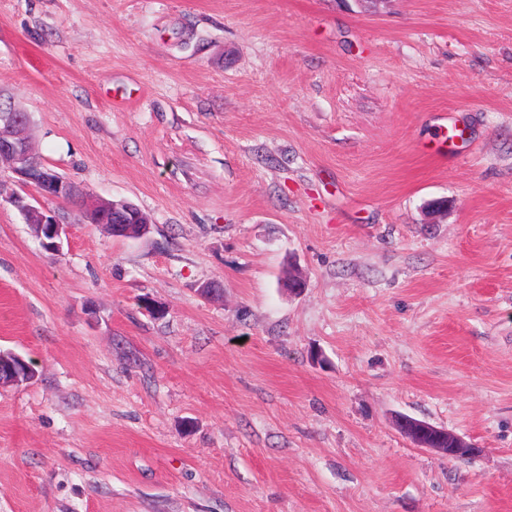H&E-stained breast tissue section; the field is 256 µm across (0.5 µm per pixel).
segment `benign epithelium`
Listing matches in <instances>:
<instances>
[{
	"mask_svg": "<svg viewBox=\"0 0 512 512\" xmlns=\"http://www.w3.org/2000/svg\"><path fill=\"white\" fill-rule=\"evenodd\" d=\"M30 118L28 113L13 105L10 98L0 97V166L5 165L18 175L22 182L40 189V194L48 200H63L84 194L75 183L54 178L43 166L37 151L28 135ZM24 222L31 225L34 236L49 251L58 252L62 248L63 224L57 213L44 205H33L19 194L8 198ZM90 209L98 211V220L120 231L128 224L139 223V215L126 203L111 199L97 198ZM25 363V359L12 351H0V386L18 385L35 377L32 367L23 373L17 371L15 362ZM404 426V435L415 446L428 448L453 459L472 455L476 448L461 436L426 422L414 421Z\"/></svg>",
	"mask_w": 512,
	"mask_h": 512,
	"instance_id": "7a95c632",
	"label": "benign epithelium"
}]
</instances>
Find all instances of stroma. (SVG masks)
<instances>
[{"label":"stroma","instance_id":"1","mask_svg":"<svg viewBox=\"0 0 512 512\" xmlns=\"http://www.w3.org/2000/svg\"><path fill=\"white\" fill-rule=\"evenodd\" d=\"M1 93L150 224L0 168V512H512V0H0ZM26 224H31L34 236L40 239L41 244L49 251L59 252L62 248V233L65 231L59 216L54 210L39 203L33 205L19 194L8 198ZM65 233V232H64ZM83 210H98V220L106 225H111L117 231H121L128 224H141L139 215L123 201L116 202L111 199L97 198L89 208ZM12 359L25 364L27 370L25 372L17 371ZM34 377L35 373L31 364L26 363L23 357L12 351H0V386L22 384L29 382ZM400 425L404 426L403 434L416 447L432 449L453 459L472 455L476 451V448L461 436L426 422L414 421L408 424L401 418ZM443 444L449 447L442 448Z\"/></svg>","mask_w":512,"mask_h":512}]
</instances>
